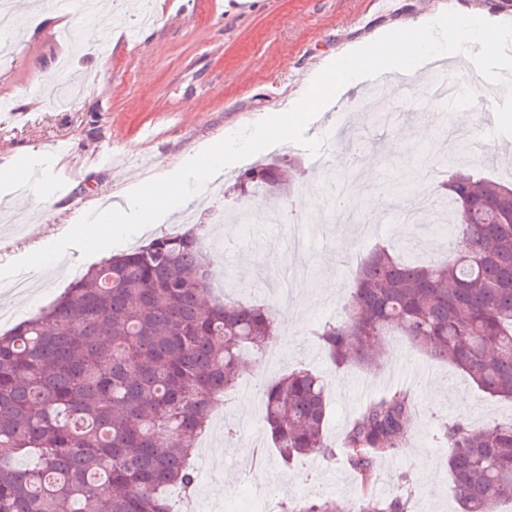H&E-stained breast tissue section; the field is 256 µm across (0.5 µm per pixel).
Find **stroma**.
<instances>
[{
	"instance_id": "stroma-1",
	"label": "stroma",
	"mask_w": 512,
	"mask_h": 512,
	"mask_svg": "<svg viewBox=\"0 0 512 512\" xmlns=\"http://www.w3.org/2000/svg\"><path fill=\"white\" fill-rule=\"evenodd\" d=\"M84 3L72 0L62 19L33 9L32 0H12L19 28L0 33V91L11 102L7 111H0V163L40 167L44 182L54 185L59 205L82 214L90 213L92 202L107 190L113 203L126 204L122 191L130 178L147 182L155 168L181 167L201 143H216L250 128L258 115L279 114L328 57L375 41L390 28L448 10H469L494 23L512 24V0H393L387 12L378 11L372 0H154L156 17L148 25L141 24L133 0H102L91 21L108 44L102 54L97 45L80 39L89 22ZM52 67L61 82L81 80L84 93L69 104L41 95L38 76ZM457 75L465 89L480 90L482 106L505 116L486 158H478L464 140L445 152L446 138L438 123H424L430 107L416 90L385 95L386 105L395 107L401 120L377 121L365 112L348 136L336 137V116L358 99L364 90L360 83L318 113L305 135L322 139L323 149L368 166L363 180L381 187L379 198L368 193L344 197L340 188L347 168L317 169L312 154L297 143L254 154V161L284 164L286 185L278 202L287 222L308 233L311 245L305 252L290 248L278 224L212 223L217 210L266 206L264 198L241 193L236 185L238 172L248 163L243 159L224 168L215 187H202L175 212L127 240V247L134 248L180 232L177 217L189 215L214 267L211 297L223 296L224 275L232 273L239 298L277 306L282 322L279 362L272 366L262 354L248 352L250 364L237 388L213 411L206 444L193 456L197 484L192 503L176 501L177 512L187 507L224 512L245 490L241 463L257 444L266 448L268 465L254 473L253 486L276 503L355 502L368 492L381 499L404 496L408 512H459L440 432L457 420L475 427L510 421L512 402L487 396L456 368L430 361L401 337L388 339L381 370L367 373L336 368L315 335L320 325L340 318L356 268L371 247L353 227L332 220L334 210L348 205L362 217L376 208L389 215L396 201L408 200L414 191L439 194L440 182L424 183L421 175L422 166L431 161H449L474 176L512 182V88L498 93L494 83L466 68ZM422 123L429 130L424 145L412 133ZM45 207L37 187L0 183V267L22 258L31 227H38L40 238L50 237L42 223ZM436 230L433 224L388 222L381 226V238L414 250L420 261H443L452 257L454 241L419 244ZM100 259L97 253H66L56 271H26L21 291L1 287L0 333L35 317L68 288L73 271H85ZM299 263L309 272L306 284L279 297L276 281ZM326 279L334 280L335 288L323 297L319 291ZM298 368L325 380L331 403L325 434L334 451L286 465L270 450L259 390ZM360 384L375 396L406 389L417 405L404 447L378 461L377 476L366 490L339 447L362 407L353 397Z\"/></svg>"
}]
</instances>
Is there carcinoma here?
<instances>
[{"mask_svg":"<svg viewBox=\"0 0 512 512\" xmlns=\"http://www.w3.org/2000/svg\"><path fill=\"white\" fill-rule=\"evenodd\" d=\"M283 178L280 164L259 162L239 185L270 200ZM444 195L455 204L452 260L407 264L374 248L343 318L317 336L336 368L372 370L397 334L512 401V185L452 172ZM214 275L188 227L101 261L39 316L0 334V512H173L168 491L195 486L196 439L237 384L243 351L280 338L269 306L228 296L201 304ZM261 398L283 463L326 452L329 397L318 374L293 370L263 385ZM413 411L407 393L390 391L347 430L340 448L362 483L404 447ZM443 439L461 512L512 502V421H455ZM28 455L37 465L18 467ZM282 512H407V503L297 501Z\"/></svg>","mask_w":512,"mask_h":512,"instance_id":"cac0c4a2","label":"carcinoma"}]
</instances>
